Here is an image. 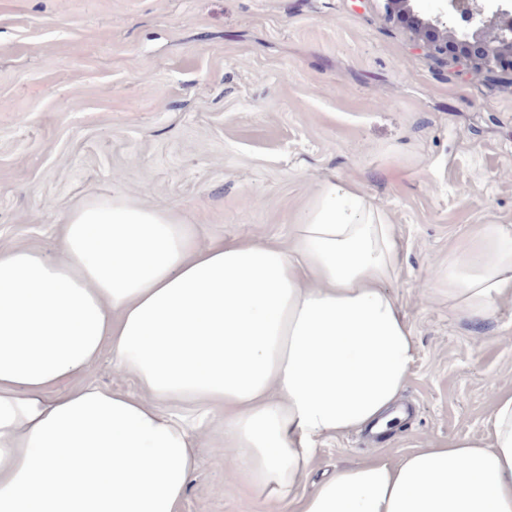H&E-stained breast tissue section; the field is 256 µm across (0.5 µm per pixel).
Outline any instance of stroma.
Masks as SVG:
<instances>
[{
	"instance_id": "stroma-1",
	"label": "stroma",
	"mask_w": 512,
	"mask_h": 512,
	"mask_svg": "<svg viewBox=\"0 0 512 512\" xmlns=\"http://www.w3.org/2000/svg\"><path fill=\"white\" fill-rule=\"evenodd\" d=\"M331 175L401 242L388 289L416 335L415 412L385 443L328 441L315 479L481 436L512 389V300L471 322L421 293L472 225H512V84L419 50L381 0H0V246L54 255L74 205L116 195L284 240ZM200 457L180 512H257L218 436Z\"/></svg>"
}]
</instances>
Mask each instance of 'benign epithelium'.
<instances>
[{
	"mask_svg": "<svg viewBox=\"0 0 512 512\" xmlns=\"http://www.w3.org/2000/svg\"><path fill=\"white\" fill-rule=\"evenodd\" d=\"M382 2L389 18L412 19L417 46L431 55L512 77V0H429L426 18L415 11L421 0Z\"/></svg>",
	"mask_w": 512,
	"mask_h": 512,
	"instance_id": "obj_1",
	"label": "benign epithelium"
}]
</instances>
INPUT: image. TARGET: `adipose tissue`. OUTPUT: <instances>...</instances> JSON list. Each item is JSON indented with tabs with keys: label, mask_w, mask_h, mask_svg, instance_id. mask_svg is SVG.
<instances>
[{
	"label": "adipose tissue",
	"mask_w": 512,
	"mask_h": 512,
	"mask_svg": "<svg viewBox=\"0 0 512 512\" xmlns=\"http://www.w3.org/2000/svg\"><path fill=\"white\" fill-rule=\"evenodd\" d=\"M56 241L0 247V512H179L218 411L259 512H512V390L482 437L310 479L327 441L391 419L417 357L384 289L395 227L359 185L325 178L283 242L122 197L76 205ZM435 280L492 319L512 226H474ZM105 353L138 392L90 380Z\"/></svg>",
	"instance_id": "ef3b65f1"
}]
</instances>
